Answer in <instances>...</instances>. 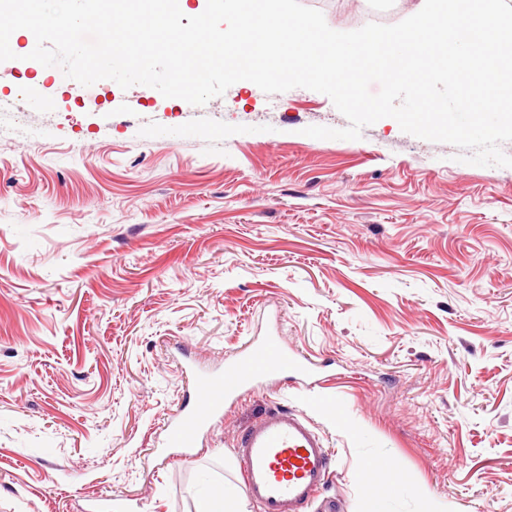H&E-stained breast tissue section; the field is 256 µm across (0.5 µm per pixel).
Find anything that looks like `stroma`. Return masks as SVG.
Instances as JSON below:
<instances>
[{
	"label": "stroma",
	"mask_w": 512,
	"mask_h": 512,
	"mask_svg": "<svg viewBox=\"0 0 512 512\" xmlns=\"http://www.w3.org/2000/svg\"><path fill=\"white\" fill-rule=\"evenodd\" d=\"M330 28L424 0H300ZM331 99L239 81L202 106L0 62V512H199L241 485L235 443L276 407L333 449L326 495L365 512H512V167ZM276 333L321 364L263 381L186 456L167 425L188 369Z\"/></svg>",
	"instance_id": "1"
}]
</instances>
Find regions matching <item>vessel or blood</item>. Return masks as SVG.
<instances>
[{
    "mask_svg": "<svg viewBox=\"0 0 512 512\" xmlns=\"http://www.w3.org/2000/svg\"><path fill=\"white\" fill-rule=\"evenodd\" d=\"M293 374L317 385L320 367L288 352L280 337L252 342L226 359L224 371L194 375L193 403L176 413L170 432L178 447H193L210 417L260 378ZM245 492L260 512H306L321 496L332 455L314 424L302 413L274 408L249 423L236 445Z\"/></svg>",
    "mask_w": 512,
    "mask_h": 512,
    "instance_id": "b4317fda",
    "label": "vessel or blood"
}]
</instances>
